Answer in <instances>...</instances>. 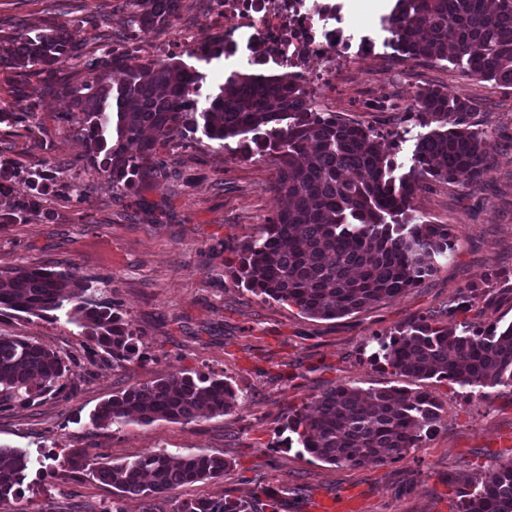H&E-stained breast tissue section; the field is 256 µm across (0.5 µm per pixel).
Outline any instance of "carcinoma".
<instances>
[{"mask_svg":"<svg viewBox=\"0 0 512 512\" xmlns=\"http://www.w3.org/2000/svg\"><path fill=\"white\" fill-rule=\"evenodd\" d=\"M141 30L167 23L180 0H129ZM392 45L413 58L449 61L483 81L512 85V0H395L386 18ZM78 30L23 28L7 60L51 74L76 52ZM224 54L216 42L188 55L210 61ZM83 79L59 94L83 114L87 163L108 182L136 186L156 146L198 131L245 157L274 156V189L288 199L259 237L241 246L234 276L263 299L295 305L310 317L336 319L393 299L437 271V257L452 249L446 224L413 223V199L429 181L476 188L488 169L485 140L472 129L467 99L429 87L414 108L438 128L421 137L413 164L399 177L373 129L334 112H315L307 92L286 73L233 72L204 100L189 97L206 76L183 61L144 64L132 52L108 51L88 60ZM37 102L0 108V123L31 128ZM67 164L29 174V196L0 209V227L22 222L38 196ZM75 271L16 267L0 271V312L50 318L63 312L89 341V361L104 352L119 362L143 358L131 322L79 287ZM473 286L448 306V321L411 320L376 338L372 360L417 381L446 380L482 398L488 388L512 387V322L476 329L451 322L479 307ZM69 364L60 352L21 336L0 335V412L33 407L43 397L65 398ZM238 394L215 375H172L112 395L90 415L97 429L132 421L191 423L229 414ZM443 407L427 390L361 389L337 385L288 412L284 429L314 458L361 466L403 458L441 424ZM218 456L149 452L107 465L70 448L55 467L67 480L88 473L121 495L161 494L224 475ZM28 454L0 445V506L20 493ZM177 512H257L250 502L225 498L185 501ZM458 512H512V460L483 473L462 495Z\"/></svg>","mask_w":512,"mask_h":512,"instance_id":"cac0c4a2","label":"carcinoma"}]
</instances>
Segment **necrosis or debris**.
<instances>
[{
  "label": "necrosis or debris",
  "mask_w": 512,
  "mask_h": 512,
  "mask_svg": "<svg viewBox=\"0 0 512 512\" xmlns=\"http://www.w3.org/2000/svg\"><path fill=\"white\" fill-rule=\"evenodd\" d=\"M224 21V56L294 75L317 89L339 81L355 53H373L346 0H213ZM318 68H311V61Z\"/></svg>",
  "instance_id": "4bbe7bcc"
}]
</instances>
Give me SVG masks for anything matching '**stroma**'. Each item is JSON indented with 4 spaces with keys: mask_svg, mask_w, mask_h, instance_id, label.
<instances>
[{
    "mask_svg": "<svg viewBox=\"0 0 512 512\" xmlns=\"http://www.w3.org/2000/svg\"><path fill=\"white\" fill-rule=\"evenodd\" d=\"M126 0H0V55L19 26L78 29L82 51L103 55L134 44L141 62L182 54L184 40L219 34L210 0H181L177 18L139 30ZM93 15L96 26L81 25ZM426 87L475 105L472 121L486 136L489 166L477 189L429 182L414 198L417 222L445 224L453 248L432 278L391 300L336 319L308 317L292 305L262 300L233 272L240 246L258 236L283 207L272 188L268 156L245 158L202 134L158 147L136 190H113L83 165L82 116L45 89L43 76L0 66V106L39 102L36 127L0 124V160L16 170L15 194L45 162L70 168L22 224L0 227V268L76 269L91 281L88 297L114 305L141 335V361L89 363L86 340L66 318L0 316V334L21 336L71 357L68 398L0 413V444L28 452L32 466L14 512H176L186 501L248 500L264 488L279 512H314L319 501L345 502L348 512H457L462 492L484 471L512 459V388L491 400L436 379L414 381L370 360L377 337L456 304L463 287L485 293L480 325L512 322V85L480 81L446 61L389 54L351 61L347 74L322 86L312 106L373 128L397 173L407 172L429 128L413 110ZM227 379L239 395L229 414L188 424L92 429L88 416L117 391L171 373ZM400 387L432 391L441 425L404 459L335 466L287 446L288 411L329 387ZM82 448L100 462L144 452L207 454L228 461L223 477L150 497H118L89 475L53 477L49 456Z\"/></svg>",
    "mask_w": 512,
    "mask_h": 512,
    "instance_id": "obj_1",
    "label": "stroma"
}]
</instances>
